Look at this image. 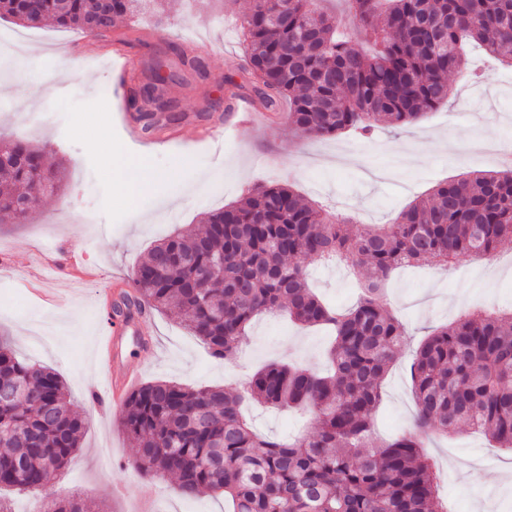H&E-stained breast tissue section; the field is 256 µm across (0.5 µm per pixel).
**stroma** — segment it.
<instances>
[{"label": "stroma", "instance_id": "stroma-1", "mask_svg": "<svg viewBox=\"0 0 512 512\" xmlns=\"http://www.w3.org/2000/svg\"><path fill=\"white\" fill-rule=\"evenodd\" d=\"M251 0H162L159 9L125 17L107 37H92L47 21L34 29L0 20V29L36 45L19 53L17 69L0 71V132L44 146L64 170L59 195L42 199L22 224H0V334L24 358L57 372L72 410L89 421L81 446L53 486L60 495H79L95 512H139L145 489H153L158 512H224L218 494L181 496L175 481L150 483L134 468L137 446L121 424V412L99 401L103 376L94 362L99 332L97 300L105 290H129L131 275L147 251L166 234L200 230L206 213L240 200L260 183L291 179L307 201L349 217L354 228L386 224L438 182L498 170L494 160L468 150L451 156L434 150L431 139H512V65L466 49L468 68L484 72L486 101L464 106L473 93L463 76L450 77L448 104L403 128L379 126L370 139L344 134L308 138L290 125L285 112L268 126L233 125L231 105L250 98L238 29ZM192 49L207 64L201 80L183 71L167 46ZM122 48L129 73L142 80L157 62L178 72L166 96L177 106L178 123L159 130L154 145L140 152L128 143L114 115L122 90L108 62ZM228 121L222 147L198 143L195 131L216 118ZM146 159L154 181L144 192L119 186L127 163ZM222 193H214L216 182ZM84 255V273L56 274L53 261L68 251ZM316 292L340 309L359 296L360 279L338 264L309 267ZM385 296L403 323L407 344L383 382L384 397L373 413L374 447L408 429L415 413L409 366L432 328L461 312L512 302V250L488 261L462 256L445 270L427 262L392 273ZM330 338L321 328H299L281 316L253 321L240 357L212 358L206 346L166 313H153L144 338L124 336L119 358L139 370L142 382L174 381L190 387L240 386L273 361L322 368ZM256 429L285 437L311 425L310 416H291L254 404ZM425 451L441 473L438 496L448 512H512V484L495 481L512 469V450L495 447L481 432L464 429L432 434Z\"/></svg>", "mask_w": 512, "mask_h": 512}]
</instances>
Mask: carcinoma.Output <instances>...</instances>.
Returning <instances> with one entry per match:
<instances>
[{
	"label": "carcinoma",
	"mask_w": 512,
	"mask_h": 512,
	"mask_svg": "<svg viewBox=\"0 0 512 512\" xmlns=\"http://www.w3.org/2000/svg\"><path fill=\"white\" fill-rule=\"evenodd\" d=\"M141 0H0V18L33 27L47 19L91 36L112 31ZM320 0H251L241 35L245 71L260 106L307 136L370 134L379 123H413L448 102V75L465 70L468 40L512 62V0H348L374 43L366 54L337 36L340 20ZM203 77V59L180 52ZM169 77L124 85L125 109L141 130L159 124L154 103ZM0 223L20 224L43 196L61 190L63 173L45 150L0 136ZM200 233L168 236L150 249L132 278V298L166 311L199 337L213 357L235 360L252 320L285 312L333 333L330 368L272 363L239 390L153 381L129 396L125 431L139 444L137 468L164 480L173 474L186 498L222 492L226 512H447L435 496L436 470L423 438L462 425L512 448V311L464 312L420 345L410 365L417 412L411 429L370 449L372 412L382 380L405 339L380 285L395 270L461 255L492 258L512 245V168L437 185L381 231H355L287 182L258 185L210 213ZM224 257V274L198 277ZM336 258L365 269L363 292L336 310L309 285V266ZM22 388L0 405V488L38 496L41 512H86L76 496L41 494L78 450L89 423L75 414L62 378L29 363L0 339V388ZM248 403L310 412L315 430L294 440L257 432Z\"/></svg>",
	"instance_id": "obj_1"
}]
</instances>
